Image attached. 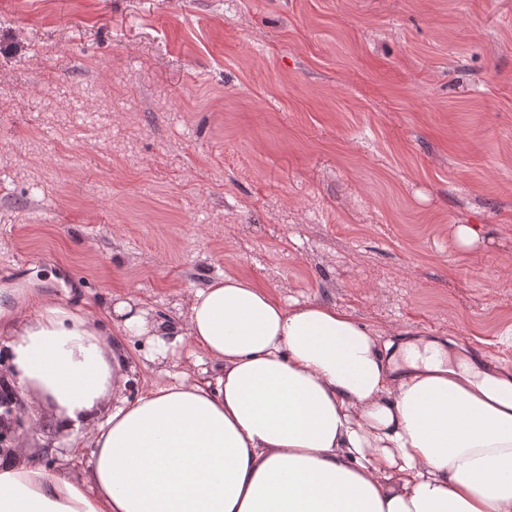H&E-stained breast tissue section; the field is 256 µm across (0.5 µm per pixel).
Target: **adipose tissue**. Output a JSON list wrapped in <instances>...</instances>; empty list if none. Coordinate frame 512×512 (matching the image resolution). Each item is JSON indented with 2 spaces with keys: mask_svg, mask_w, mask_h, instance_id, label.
Instances as JSON below:
<instances>
[{
  "mask_svg": "<svg viewBox=\"0 0 512 512\" xmlns=\"http://www.w3.org/2000/svg\"><path fill=\"white\" fill-rule=\"evenodd\" d=\"M112 321L108 340L81 308L37 301L8 325L0 374L87 449L89 477L0 459V512H512L510 369L445 366L434 343L234 274L191 290L183 322L126 300ZM139 336L152 362L191 343L208 380L115 398Z\"/></svg>",
  "mask_w": 512,
  "mask_h": 512,
  "instance_id": "1",
  "label": "adipose tissue"
}]
</instances>
